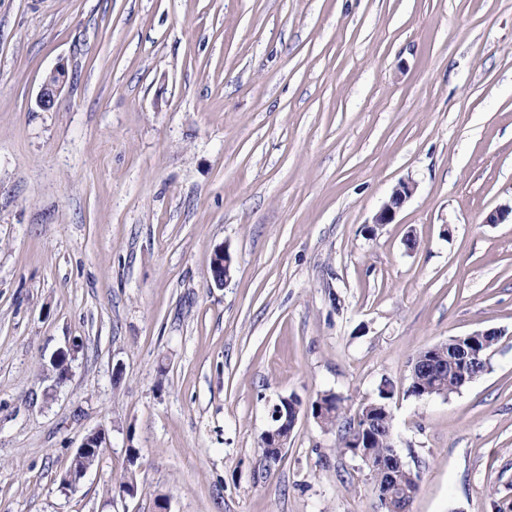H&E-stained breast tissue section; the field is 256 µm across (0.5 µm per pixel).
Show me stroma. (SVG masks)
Wrapping results in <instances>:
<instances>
[{
  "label": "stroma",
  "instance_id": "35a3bbf8",
  "mask_svg": "<svg viewBox=\"0 0 512 512\" xmlns=\"http://www.w3.org/2000/svg\"><path fill=\"white\" fill-rule=\"evenodd\" d=\"M511 204L512 0H0V512H376L310 405L385 381L410 512H512ZM490 328L479 379L408 394ZM69 80L66 65H57L45 77L37 99L38 107L44 111L53 109ZM416 191V183L412 180H400L392 189L389 197L374 217L373 224H390L398 212L412 198ZM474 336H477L478 344H485L488 349L495 348L498 343L496 336L485 337V333L480 336L478 331H476L466 336L453 337L450 346H448V342L452 339L441 342V352L448 359L443 357L435 346L427 347L422 350V354L416 358L415 363H411L410 377L417 378L421 371L427 372L432 369L434 375H436L438 370H442V368L436 367L438 362L445 365L447 361L448 367L455 372L462 373L465 379L466 370L472 366L473 363L487 366L495 349L490 351L487 349H479L472 340ZM454 347L456 350L453 349ZM299 413L296 412L294 415L285 414L282 409L275 405L272 411L273 426L264 433L266 440L271 442L270 449L279 450L286 447L288 443V437L293 432Z\"/></svg>",
  "mask_w": 512,
  "mask_h": 512
}]
</instances>
